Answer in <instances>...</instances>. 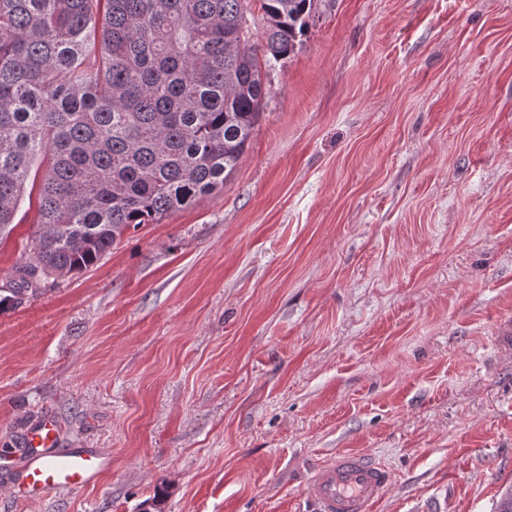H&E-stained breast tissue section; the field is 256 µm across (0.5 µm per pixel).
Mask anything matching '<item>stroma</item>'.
<instances>
[{"label": "stroma", "mask_w": 512, "mask_h": 512, "mask_svg": "<svg viewBox=\"0 0 512 512\" xmlns=\"http://www.w3.org/2000/svg\"><path fill=\"white\" fill-rule=\"evenodd\" d=\"M222 188L0 313V447L53 416L112 467L0 512H311L362 451L374 512L512 487V0H316ZM37 206L0 236L35 259ZM391 481L389 471L364 453H339L310 480L314 512H371Z\"/></svg>", "instance_id": "obj_1"}]
</instances>
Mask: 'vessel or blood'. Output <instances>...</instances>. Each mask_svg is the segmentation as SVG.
I'll return each mask as SVG.
<instances>
[{"label": "vessel or blood", "mask_w": 512, "mask_h": 512, "mask_svg": "<svg viewBox=\"0 0 512 512\" xmlns=\"http://www.w3.org/2000/svg\"><path fill=\"white\" fill-rule=\"evenodd\" d=\"M27 453L13 465V488L36 499L51 487L88 485L112 466L110 457L91 448L59 449L57 427L45 417L25 438ZM391 481L389 471L364 453H340L310 480L306 496L314 512H371Z\"/></svg>", "instance_id": "obj_1"}]
</instances>
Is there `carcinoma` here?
<instances>
[{"label":"carcinoma","mask_w":512,"mask_h":512,"mask_svg":"<svg viewBox=\"0 0 512 512\" xmlns=\"http://www.w3.org/2000/svg\"><path fill=\"white\" fill-rule=\"evenodd\" d=\"M0 0V232L39 184L36 263L0 312L95 265L129 228L224 186L259 121L262 64L293 53L314 0Z\"/></svg>","instance_id":"carcinoma-1"}]
</instances>
